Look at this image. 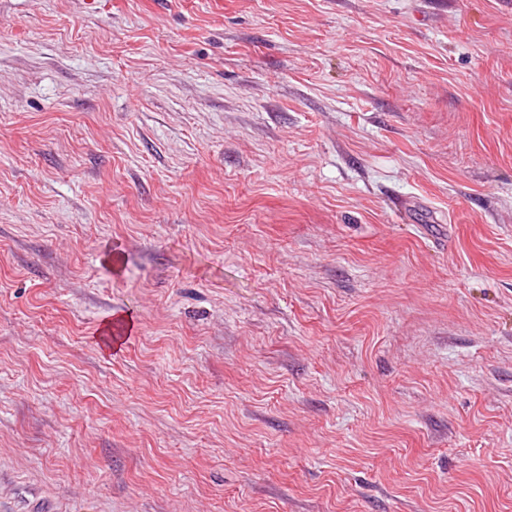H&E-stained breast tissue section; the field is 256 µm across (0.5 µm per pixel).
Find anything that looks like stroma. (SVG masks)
I'll list each match as a JSON object with an SVG mask.
<instances>
[{
    "label": "stroma",
    "mask_w": 512,
    "mask_h": 512,
    "mask_svg": "<svg viewBox=\"0 0 512 512\" xmlns=\"http://www.w3.org/2000/svg\"><path fill=\"white\" fill-rule=\"evenodd\" d=\"M0 512H512V0H0Z\"/></svg>",
    "instance_id": "35a3bbf8"
}]
</instances>
